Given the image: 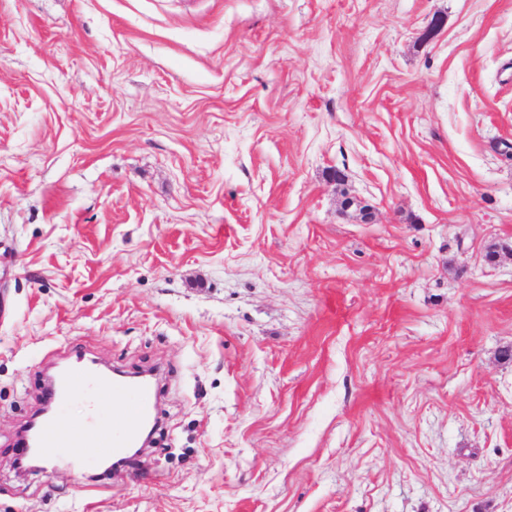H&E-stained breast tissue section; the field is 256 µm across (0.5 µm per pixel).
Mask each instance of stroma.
<instances>
[{
  "mask_svg": "<svg viewBox=\"0 0 512 512\" xmlns=\"http://www.w3.org/2000/svg\"><path fill=\"white\" fill-rule=\"evenodd\" d=\"M508 142L512 0H0V512H512ZM81 359L155 447L19 477Z\"/></svg>",
  "mask_w": 512,
  "mask_h": 512,
  "instance_id": "35a3bbf8",
  "label": "stroma"
}]
</instances>
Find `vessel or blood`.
<instances>
[{
  "instance_id": "vessel-or-blood-1",
  "label": "vessel or blood",
  "mask_w": 512,
  "mask_h": 512,
  "mask_svg": "<svg viewBox=\"0 0 512 512\" xmlns=\"http://www.w3.org/2000/svg\"><path fill=\"white\" fill-rule=\"evenodd\" d=\"M69 400L86 404V420L75 421L65 413L63 405ZM54 402L58 410L41 427L34 449L50 467L82 470L97 457L116 455L134 446L135 426L152 413L155 391L97 375L77 363L58 383Z\"/></svg>"
}]
</instances>
